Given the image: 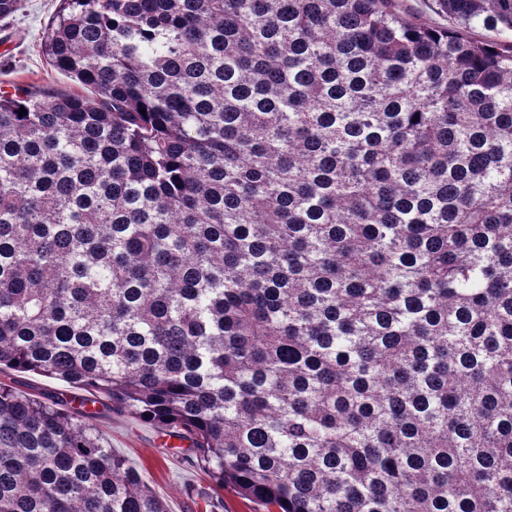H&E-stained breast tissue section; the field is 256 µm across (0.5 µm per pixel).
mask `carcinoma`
I'll return each instance as SVG.
<instances>
[{"label": "carcinoma", "instance_id": "cac0c4a2", "mask_svg": "<svg viewBox=\"0 0 512 512\" xmlns=\"http://www.w3.org/2000/svg\"><path fill=\"white\" fill-rule=\"evenodd\" d=\"M437 5L60 0L92 96L0 92V367L265 512H512V0ZM93 418L0 387V512H167ZM409 18H419L439 26H448V18L442 14L434 0H397ZM4 384L7 388H14L19 391L26 392L41 399L54 397V400L63 399L71 400L74 396L89 394L69 387L65 382L44 377L32 372H19L15 370L5 369L0 373V384Z\"/></svg>", "mask_w": 512, "mask_h": 512}]
</instances>
